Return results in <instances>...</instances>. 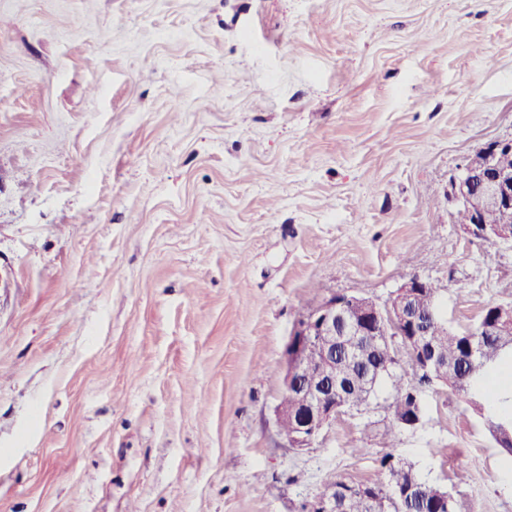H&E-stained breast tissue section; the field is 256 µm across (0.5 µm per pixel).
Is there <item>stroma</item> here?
Masks as SVG:
<instances>
[{
  "label": "stroma",
  "mask_w": 512,
  "mask_h": 512,
  "mask_svg": "<svg viewBox=\"0 0 512 512\" xmlns=\"http://www.w3.org/2000/svg\"><path fill=\"white\" fill-rule=\"evenodd\" d=\"M512 138V0H0V512H301L375 479L405 352L306 448L283 349L411 275L512 300L450 179ZM395 452L458 512L512 458L433 383Z\"/></svg>",
  "instance_id": "1"
}]
</instances>
